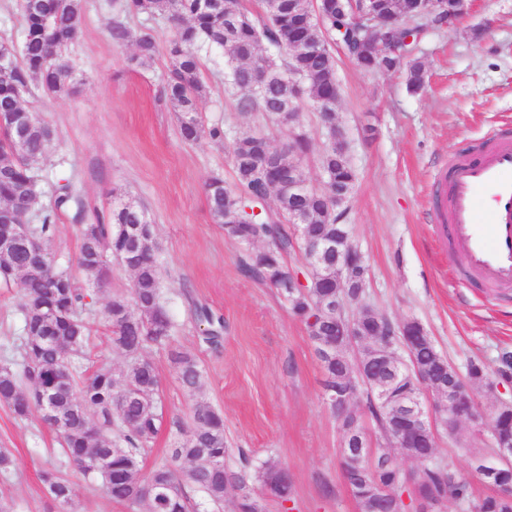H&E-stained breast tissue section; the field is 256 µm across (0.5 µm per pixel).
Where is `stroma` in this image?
<instances>
[{
    "label": "stroma",
    "mask_w": 512,
    "mask_h": 512,
    "mask_svg": "<svg viewBox=\"0 0 512 512\" xmlns=\"http://www.w3.org/2000/svg\"><path fill=\"white\" fill-rule=\"evenodd\" d=\"M118 2L83 0L81 34L69 50L73 91L55 98L36 91L24 98L52 128L55 142L38 166L30 220L38 222L53 206L57 184L68 181L83 200L88 224L119 203L141 204L153 226L173 343L196 358L205 379L200 398L224 417L227 465L239 467L244 451L287 469L291 501L266 498L265 512H358L341 474V435L307 329L275 289L241 273L244 252L216 223L206 195L212 176L235 178L227 142L263 129L279 144L287 141L288 129L262 126L256 116L233 108L224 90V52L206 47L200 52L205 132L185 142L163 95L171 69L164 47L167 21L129 20L135 32L152 27L160 45L150 66H136L133 43H115L110 35ZM416 56L426 66L424 87L416 94L408 91L404 71L367 72L345 55L336 57L337 120L358 176L342 221L366 258L364 304L396 321L420 322L459 371L473 361L492 369L500 351L512 348V291L482 288L462 275L456 252L433 222V205L440 169L459 153L481 148L493 131L512 130V0H472L460 23L427 34ZM301 124L310 138L302 170L317 185L327 131L310 105ZM217 125L224 139L210 136ZM79 225L71 213H62L48 249L56 268L82 287ZM131 284V273L114 262L94 289L85 367L124 365L108 339L104 310ZM201 306L224 319L218 345L203 339L207 324L195 314ZM22 326L16 290L0 286V364L19 360ZM143 356L156 367L163 405L162 427L143 461L148 472L167 460L180 428L190 422L193 400L166 350L151 346ZM58 446L40 411L22 420L0 404V448L11 449L16 460L10 472L0 473V500L12 502L13 512H134L85 480L58 455ZM436 446L433 463L452 464L473 494L487 493L470 468L467 438L441 432ZM51 467L74 483V506L55 504L47 494L41 473Z\"/></svg>",
    "instance_id": "obj_1"
}]
</instances>
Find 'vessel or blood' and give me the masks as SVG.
Listing matches in <instances>:
<instances>
[{
  "label": "vessel or blood",
  "instance_id": "vessel-or-blood-1",
  "mask_svg": "<svg viewBox=\"0 0 512 512\" xmlns=\"http://www.w3.org/2000/svg\"><path fill=\"white\" fill-rule=\"evenodd\" d=\"M435 220L449 231L462 270L493 288H512V133L443 175Z\"/></svg>",
  "mask_w": 512,
  "mask_h": 512
}]
</instances>
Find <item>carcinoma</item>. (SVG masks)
<instances>
[{
    "instance_id": "carcinoma-1",
    "label": "carcinoma",
    "mask_w": 512,
    "mask_h": 512,
    "mask_svg": "<svg viewBox=\"0 0 512 512\" xmlns=\"http://www.w3.org/2000/svg\"><path fill=\"white\" fill-rule=\"evenodd\" d=\"M82 0H41L34 9L28 0H18L23 20L24 38L20 58L6 74H0V113L24 112L26 108L15 97V90L35 87L47 96H58L70 89L63 82L52 58L53 49L62 42H71L79 34ZM309 4L303 0H262L261 13L254 15L241 7L240 0H123L112 20L110 34L116 43L134 41L136 53L131 58L140 67L148 66L158 52L153 31L143 29L134 34L125 18L135 15H177L168 40L172 61L171 76L165 88L166 98L178 114L183 140L195 142L203 130L201 99L205 92L202 64L198 55L201 44L224 50V55L237 62L232 76L224 80L234 107L241 113H259L278 125H288V113L276 112L277 104L288 92V81L300 79L306 88V100L313 102L339 96L336 75V55L333 51L321 54L300 53L289 48L288 39L308 42L321 39L324 33L340 35V45L365 70H388L385 60L376 55L361 32L350 27V8L323 17L322 26L308 19ZM275 47L279 54L270 60L273 79L264 92L250 90L249 61L258 55L260 44ZM425 66L412 58L406 69L409 91L418 92L424 85ZM33 131L25 143L17 147L0 134V186L15 189L37 185L35 166L53 149L39 133L44 121L35 113ZM236 177L228 183L212 177L206 191L211 211L217 223L224 225V234L245 248L242 271L276 289L289 312L307 328L310 340H315L319 327L321 298L328 292L324 283L336 276V269L324 267L308 280L305 291L294 295L288 288V255L294 252L292 230L284 224L288 209L301 211L309 232L313 234L343 230L336 223V213L330 212L332 202L328 193L318 189L309 198L296 203L280 191H272L261 171V161L276 152L271 141L261 134H246L229 146ZM320 165L329 168L332 183L337 189L354 191L357 173L348 152L341 143L331 144L320 155ZM275 195L276 210L271 214L249 215L250 224L239 223L244 208L262 206ZM74 211L73 220H83V211L76 189L67 183L60 186L55 207L43 212L40 224L32 231L40 239L50 236L58 211ZM144 216L141 205L127 201L112 209L108 219L98 218L96 224L81 225V249L78 265L89 281L108 276L107 258L135 253L133 280L126 295H116L105 307L111 330L112 345L127 358L125 366L114 369L99 366L90 372L82 370L90 329L84 318L86 295L82 294L70 275L56 270L49 252L42 254L41 263L47 269L43 278L27 274L25 254L19 250L0 251V280L12 283L21 299L24 324L30 333L23 336L20 346L21 371L13 364H0V404L9 406L23 419L39 408L33 393L39 388L55 392L61 415L70 426L58 427L63 451L84 478L101 482L105 493L116 502L141 505L145 512H189L192 495L198 494L210 512H222L224 502L234 499L237 512H265L264 498L254 495L252 485L259 483L263 491L286 501L291 495V483L280 479L282 467L266 460L259 464L245 462L237 470H224V458L229 453L224 438V417L204 401H195L190 424L184 437L170 449L169 460L149 474L142 472V461L149 443L157 436L163 413L156 398L159 379L154 365L141 357L151 345L168 350L170 362L176 369L183 389L196 396L203 386V374L196 359L172 345V321L161 304L162 270L155 251L154 240L144 236L140 222ZM47 306L65 317L57 336L40 335L37 316L30 305ZM362 319L361 354L369 357L384 346L383 332L389 317L363 305L358 312ZM437 349L425 341L413 350L416 363L427 366L435 361ZM322 369V387L351 385L360 373L357 360L349 358L344 367L336 361L318 356ZM462 378L471 391L498 393L512 384L507 371L487 370L472 362ZM356 400L365 401V410H356L347 423L362 426L363 413L377 424L386 447L381 455L388 457L383 468L371 467L368 449L359 454L342 451L344 477L359 512H405L399 490L412 484L415 501L425 512V505L438 502L446 507L448 499L464 500L468 512H512V493L501 490L492 495L475 497L470 483L457 477L452 466L425 467L414 474L406 473L396 457L418 460L431 457L432 448H395L396 436L391 418L381 406L376 392L370 388L357 389ZM492 429L500 439L512 441V408H499L492 419ZM109 456V473L97 469V459ZM496 449L476 451L486 466L474 467L475 472L487 467L494 470L488 484L502 487L512 485V468L500 464ZM47 493L53 501L69 506L74 502L73 484L55 468L41 474ZM152 483L158 493L143 497V485Z\"/></svg>"
}]
</instances>
